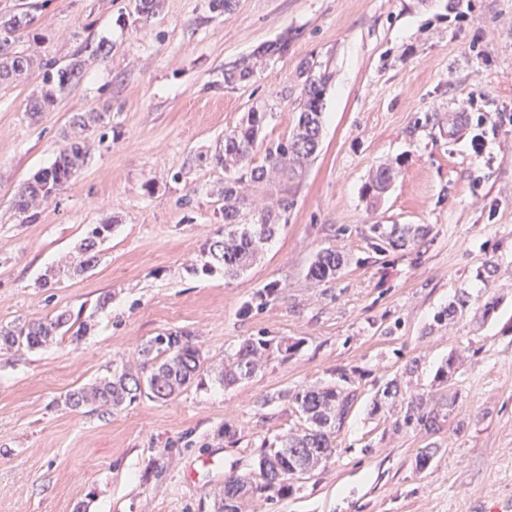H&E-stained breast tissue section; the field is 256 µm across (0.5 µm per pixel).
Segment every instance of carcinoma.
Instances as JSON below:
<instances>
[{"label": "carcinoma", "mask_w": 512, "mask_h": 512, "mask_svg": "<svg viewBox=\"0 0 512 512\" xmlns=\"http://www.w3.org/2000/svg\"><path fill=\"white\" fill-rule=\"evenodd\" d=\"M160 8V0H134V10L143 23L150 22ZM35 20L27 10L0 13V80L18 79L27 70L30 60L17 52L15 45L23 31ZM82 74V64L75 60L56 73H47L45 87L34 96L30 110L37 114L54 106L58 95L64 93ZM302 74L305 80L300 96V114L288 138L269 141L264 147L265 165L251 170V178L262 181L269 175L279 178L302 168L313 156L319 145L322 128L323 95L330 74L315 72L307 66ZM252 75V68L245 61L224 73V81H245ZM268 112L253 108L246 120L224 133V145L212 156V162L226 174L224 179V223L207 237L203 253L207 261L201 271H224V277L234 279L243 274L277 233L279 216L288 211V190H283L278 210L258 211L239 189L241 178L232 173L251 161L257 149L260 133ZM102 120L93 110L73 117L72 141L56 156L54 162L23 182L14 196V208L26 222H34L39 209L55 198L70 179L88 163V151L82 144V135ZM395 174L389 167L376 170L370 188L377 194L386 190ZM111 225L94 227L69 258L67 268L81 273L99 261V243ZM377 233L375 248L385 251L404 241L405 230L396 226L389 231L373 226ZM343 264L342 255L332 248L318 253L309 266L307 278L314 283L336 278ZM87 331L81 324L73 329L71 315L58 313L45 319L0 326V350L14 348L35 349L67 333L78 338ZM266 339L248 338L238 349L227 356L217 371L219 382L230 387L252 376L263 355L271 348ZM142 355L151 362L148 374L138 375L129 369L114 372L112 377L80 388L66 397V404L73 409L87 408L91 412L118 411L127 401L143 395L157 401H167L194 379L201 366V350L187 333L159 334L141 348ZM278 398L291 403L299 412L303 426L289 430L268 444L272 451L264 452L257 463V473L244 477H231L224 481V504L220 512H238V500L245 494L275 491L280 495L291 490L289 481L297 474L314 470L326 463L332 454V438L343 425L355 401V393L345 392L334 386L310 387L282 392Z\"/></svg>", "instance_id": "1"}]
</instances>
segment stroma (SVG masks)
I'll return each instance as SVG.
<instances>
[{
	"label": "stroma",
	"instance_id": "1",
	"mask_svg": "<svg viewBox=\"0 0 512 512\" xmlns=\"http://www.w3.org/2000/svg\"><path fill=\"white\" fill-rule=\"evenodd\" d=\"M36 2L18 43L35 62L0 82V326L66 312L89 329L0 352V512H219L225 479L255 471L262 442L299 426L280 392L344 378L356 400L333 456L291 493L245 495L240 512H489L512 500V0H161L147 23L132 0ZM285 33L286 54L259 56ZM244 58L252 76L225 84ZM75 59L83 79L31 116L45 62ZM305 63L331 75L319 147L287 185H246L257 209L287 193V222L237 279L201 273L224 222L225 174L210 157L254 107L268 112L265 139L288 138ZM90 110L104 121L87 135V166L23 222L17 188ZM383 165L397 177L374 200ZM100 224L111 230L99 262L70 275L62 257ZM376 224L408 228V243L376 250ZM326 247L344 265L312 283ZM169 332L190 333L205 358L177 396L114 413L66 406L114 367H139L143 344ZM259 337L297 348L221 385L225 355ZM391 381L396 402L375 407ZM418 397L427 420L405 426Z\"/></svg>",
	"mask_w": 512,
	"mask_h": 512
}]
</instances>
